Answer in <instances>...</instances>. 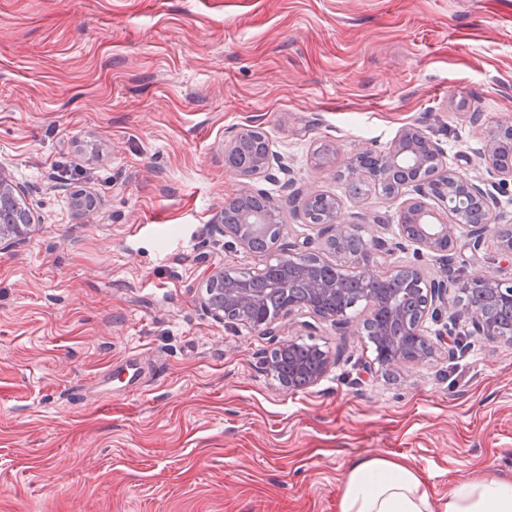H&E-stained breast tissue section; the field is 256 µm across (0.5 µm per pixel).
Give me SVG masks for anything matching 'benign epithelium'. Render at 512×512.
<instances>
[{
    "label": "benign epithelium",
    "mask_w": 512,
    "mask_h": 512,
    "mask_svg": "<svg viewBox=\"0 0 512 512\" xmlns=\"http://www.w3.org/2000/svg\"><path fill=\"white\" fill-rule=\"evenodd\" d=\"M501 131L492 130L487 135L488 146L484 153L489 180L476 182L454 171L444 169L443 181L440 183L442 193L436 192L435 185L423 173L425 161H430L442 168L443 153L438 144L427 137L416 127H406L401 130L393 146L386 153H378L371 148H364L357 154L345 159L344 166L350 168L354 175L362 176L376 185H390L386 194H398L405 188H412L418 196L436 199L441 209L408 210L410 203H405L397 214L398 235L400 238L414 243L420 249L431 253H445L453 243L455 231L460 227L469 229L472 237V247L480 249L484 234L487 231L484 224L467 222L466 207L470 203L479 204L488 217H493L497 204L494 191L512 185V168H503L497 163L496 143ZM380 159V162L370 168L362 167L359 162L366 159ZM20 187L13 182L8 172L0 168V201L8 206L7 213L0 216V242L9 245L22 243L30 226L31 219L23 220L17 217V208L9 205L18 202ZM277 208L268 204L266 209L249 216V223L234 227L219 221L216 227L224 234L233 237L245 246L251 238H270L276 242L281 236L282 226L276 216ZM341 211L333 213L326 223V230L331 232V238L344 236L358 229L356 224L340 223ZM395 246L377 238L370 240L365 256L351 258L359 272L365 277H376L383 272V262L394 253ZM467 286H484L491 293L512 303V285L497 279L492 273L478 270L465 279ZM224 288L225 300H214L206 295L203 307L214 319L227 325L242 321L240 311L244 308L257 310L258 304L250 297L247 290L242 288L241 276H233L217 271L208 279L207 288ZM426 293L417 316L409 322L402 321V307L405 298H392L384 302L368 300L370 303L371 321L382 323L378 331L379 337L390 345L386 355L381 358L380 365L387 368H399L409 364H420L436 354L435 343L424 336L421 326L430 310L442 306L449 310L454 305L448 302V286L443 282L425 283ZM336 289L315 282L310 288L309 298L304 302L288 300L285 311L290 313L295 309L307 308L321 317H331L336 324H344L346 308L334 304ZM463 314L468 316L472 332L495 338L499 336L495 324L482 311L465 309ZM331 365V355L323 350L314 368L307 375V385H317L326 375Z\"/></svg>",
    "instance_id": "benign-epithelium-1"
}]
</instances>
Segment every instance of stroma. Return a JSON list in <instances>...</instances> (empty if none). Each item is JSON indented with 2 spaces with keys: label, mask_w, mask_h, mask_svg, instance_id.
<instances>
[{
  "label": "stroma",
  "mask_w": 512,
  "mask_h": 512,
  "mask_svg": "<svg viewBox=\"0 0 512 512\" xmlns=\"http://www.w3.org/2000/svg\"><path fill=\"white\" fill-rule=\"evenodd\" d=\"M505 124L512 0H0V166L32 220L0 246V512H337L367 455L408 460L441 501L461 478H512V340L444 310L425 336L453 326L466 350L391 370L366 304L341 328L296 311L274 339L201 304L210 272L267 263L214 226L241 192L282 210L275 257L305 241L334 258L296 193L341 197L344 222L397 242L411 191L348 197L310 161L321 141L384 152L414 125L478 180ZM250 126L284 171L227 169ZM81 190L93 209L73 207ZM449 257L405 243L390 266L512 283L494 233L476 251L458 229ZM288 340L334 356L317 386L264 369Z\"/></svg>",
  "instance_id": "35a3bbf8"
}]
</instances>
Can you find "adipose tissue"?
Returning <instances> with one entry per match:
<instances>
[{"mask_svg": "<svg viewBox=\"0 0 512 512\" xmlns=\"http://www.w3.org/2000/svg\"><path fill=\"white\" fill-rule=\"evenodd\" d=\"M338 512H512V480L464 478L445 502L435 500L428 481L410 463L364 456L349 463Z\"/></svg>", "mask_w": 512, "mask_h": 512, "instance_id": "adipose-tissue-1", "label": "adipose tissue"}]
</instances>
